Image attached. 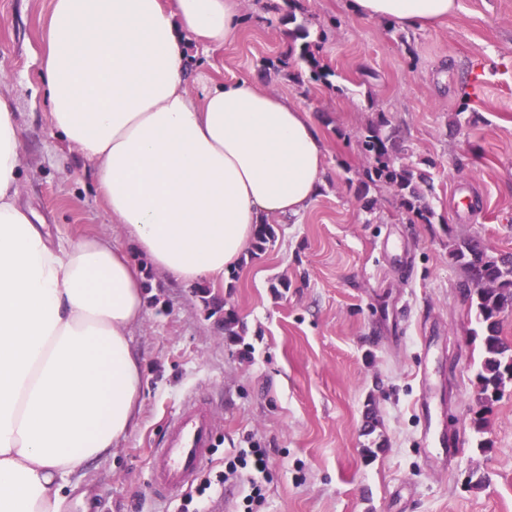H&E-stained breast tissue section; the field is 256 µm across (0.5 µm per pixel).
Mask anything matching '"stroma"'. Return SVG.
Here are the masks:
<instances>
[{"label": "stroma", "mask_w": 512, "mask_h": 512, "mask_svg": "<svg viewBox=\"0 0 512 512\" xmlns=\"http://www.w3.org/2000/svg\"><path fill=\"white\" fill-rule=\"evenodd\" d=\"M348 2L299 0L335 73L328 85L301 62L274 69L288 42L259 0H241L232 42L188 45L189 90L247 77L310 111L326 134L327 185L211 289L236 313L237 338L196 289L148 273L147 317L133 332L139 423L115 456L69 478L67 512H224L220 485L191 502L182 490L164 501L149 490L150 451L190 397L207 400L216 421L201 477L250 443L268 449L263 512H512V382L478 435L482 341L450 253L452 242L477 238L512 254V0H459L432 28L359 19ZM49 15L50 0H0V84L22 129V195L54 239L119 240L120 225L49 123L40 69ZM382 118L402 163L431 177L433 223H411L388 189H370L369 210L359 198L367 160L358 135ZM422 396L441 430L459 435L460 455L444 460L426 445ZM483 438L490 448H479Z\"/></svg>", "instance_id": "1"}]
</instances>
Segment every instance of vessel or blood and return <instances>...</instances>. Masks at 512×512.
Wrapping results in <instances>:
<instances>
[{
	"mask_svg": "<svg viewBox=\"0 0 512 512\" xmlns=\"http://www.w3.org/2000/svg\"><path fill=\"white\" fill-rule=\"evenodd\" d=\"M215 424L209 405L188 399L173 416L162 445L154 449L150 462V487L157 498H167L196 479L203 462L212 454Z\"/></svg>",
	"mask_w": 512,
	"mask_h": 512,
	"instance_id": "vessel-or-blood-1",
	"label": "vessel or blood"
}]
</instances>
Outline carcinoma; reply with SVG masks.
<instances>
[{
	"mask_svg": "<svg viewBox=\"0 0 512 512\" xmlns=\"http://www.w3.org/2000/svg\"><path fill=\"white\" fill-rule=\"evenodd\" d=\"M269 10L278 15V21L293 25V44L286 52L281 65L288 67L290 60H299L310 68L315 80L331 83L335 72L321 64L313 51L315 46L307 21H297L290 11L281 14L277 4L269 5ZM391 137L382 133L381 126L370 125L358 136L361 152L367 159L361 183L382 186L395 193L403 201L408 213L423 224L433 223L434 211L425 202L420 183L426 181L425 175L415 168L401 164L390 143ZM275 237L271 224L258 226L254 236L250 255L261 254L266 245ZM453 257L465 277V286L471 301L475 304L476 320L480 325L483 338V354L476 374V403L473 425L483 434L488 427L486 417L490 404L495 401L506 382L512 381V346L500 336L501 312L512 306V255L495 256L476 239L460 240L454 243ZM211 315L224 322V334L235 337L238 320L233 312L224 310L220 302L209 300Z\"/></svg>",
	"mask_w": 512,
	"mask_h": 512,
	"instance_id": "carcinoma-1",
	"label": "carcinoma"
}]
</instances>
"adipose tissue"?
Masks as SVG:
<instances>
[{
    "label": "adipose tissue",
    "instance_id": "obj_1",
    "mask_svg": "<svg viewBox=\"0 0 512 512\" xmlns=\"http://www.w3.org/2000/svg\"><path fill=\"white\" fill-rule=\"evenodd\" d=\"M354 16L428 28L458 0H350ZM238 0H51L49 121L125 243H62L21 198V128L0 90V512H66V477L135 429L132 331L144 265L224 285L262 223L326 186V138L299 102L252 80L187 88L188 43L232 40Z\"/></svg>",
    "mask_w": 512,
    "mask_h": 512
}]
</instances>
